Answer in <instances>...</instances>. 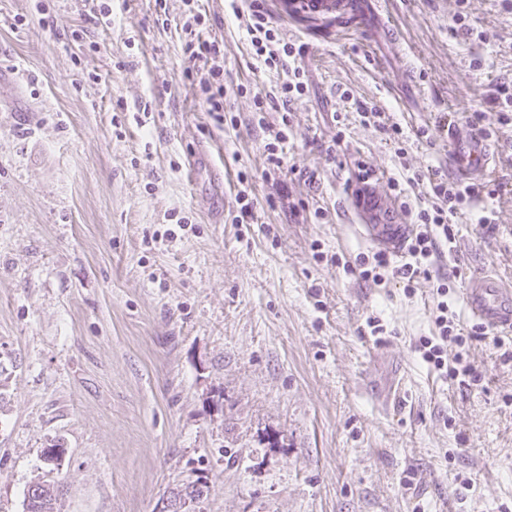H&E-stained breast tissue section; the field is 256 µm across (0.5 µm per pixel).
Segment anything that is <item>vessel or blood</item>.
<instances>
[{"instance_id": "obj_1", "label": "vessel or blood", "mask_w": 512, "mask_h": 512, "mask_svg": "<svg viewBox=\"0 0 512 512\" xmlns=\"http://www.w3.org/2000/svg\"><path fill=\"white\" fill-rule=\"evenodd\" d=\"M447 141L452 163L460 177L478 181L493 170V154L488 142L470 126L452 121L440 130ZM351 201L356 223L363 234L383 250L401 255L410 232L409 225L400 223L397 209L366 182L353 183ZM471 319L512 335V286L487 277L472 278L462 293Z\"/></svg>"}]
</instances>
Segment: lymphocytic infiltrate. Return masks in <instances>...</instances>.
Listing matches in <instances>:
<instances>
[{
  "mask_svg": "<svg viewBox=\"0 0 512 512\" xmlns=\"http://www.w3.org/2000/svg\"><path fill=\"white\" fill-rule=\"evenodd\" d=\"M196 0H185L188 12L182 29L185 34L184 51L190 59L202 61L201 70L196 73L201 102L216 123L224 121V100L227 89L224 85V53L217 41L204 39L202 28L204 15L195 7ZM247 33L258 60L266 69L283 71L284 79L280 86L283 106L302 98L307 91L304 73L299 68H289L284 64L286 57L292 56L295 46L280 36L277 28L270 25L260 0H251ZM415 180H427L433 202L413 214L412 234L405 247V260L393 265L390 257L382 252L374 253L371 260L364 262L360 275L363 279L382 283L389 279H399L407 293H414L419 279L432 276V268L442 254L443 246L453 244L455 234L449 222L450 216L459 214L482 196L483 184L465 182L442 174L437 170L415 173ZM434 293L433 323L435 333L419 337L415 349L422 360L443 379L460 384L478 381L479 375L474 366L463 355L449 357V345L466 347L467 336L459 328V316L448 302L450 287L445 278H438Z\"/></svg>",
  "mask_w": 512,
  "mask_h": 512,
  "instance_id": "obj_1",
  "label": "lymphocytic infiltrate"
}]
</instances>
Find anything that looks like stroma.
Masks as SVG:
<instances>
[{"mask_svg": "<svg viewBox=\"0 0 512 512\" xmlns=\"http://www.w3.org/2000/svg\"><path fill=\"white\" fill-rule=\"evenodd\" d=\"M263 4L301 45L286 64L309 92L283 108L243 19L200 0L238 118L219 126L196 96L184 0L164 25L155 0H112L107 25L80 0H0V512H24L36 482L58 512H159L201 476V512H512V359L475 338L477 384L442 382L414 351L435 280L409 296L361 279L375 248L347 194L359 163L390 199L407 170L454 174L438 128L512 79V10L387 0L392 33L368 40ZM461 8L485 40L457 29ZM259 96L288 123L274 181ZM365 107L403 127L405 158ZM492 152L489 194L453 217L441 265L461 272L460 313L467 280L512 284V122Z\"/></svg>", "mask_w": 512, "mask_h": 512, "instance_id": "obj_1", "label": "stroma"}]
</instances>
